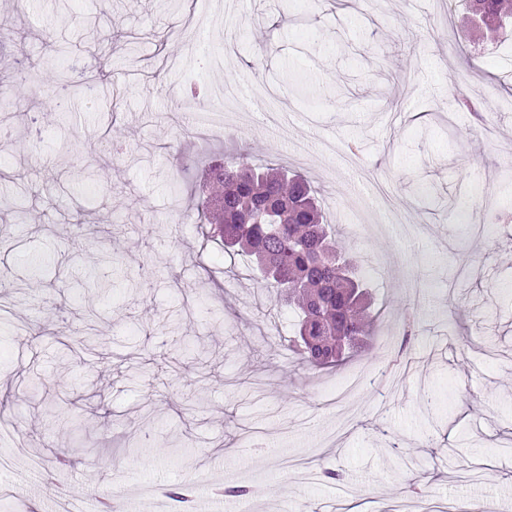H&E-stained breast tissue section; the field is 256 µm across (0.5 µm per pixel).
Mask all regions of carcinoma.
Listing matches in <instances>:
<instances>
[{"mask_svg":"<svg viewBox=\"0 0 512 512\" xmlns=\"http://www.w3.org/2000/svg\"><path fill=\"white\" fill-rule=\"evenodd\" d=\"M512 26V0H466L461 24ZM199 216L227 252L255 258L266 286L301 314L298 353L314 369L333 368L373 333L353 260L342 255L323 223L314 190L301 177L252 167L240 155L213 165L201 186ZM106 295L114 279L89 274Z\"/></svg>","mask_w":512,"mask_h":512,"instance_id":"carcinoma-1","label":"carcinoma"}]
</instances>
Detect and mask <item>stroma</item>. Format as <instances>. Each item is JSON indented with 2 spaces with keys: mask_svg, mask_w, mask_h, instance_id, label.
<instances>
[{
  "mask_svg": "<svg viewBox=\"0 0 512 512\" xmlns=\"http://www.w3.org/2000/svg\"><path fill=\"white\" fill-rule=\"evenodd\" d=\"M464 0H238L198 44L193 0H0V512H65L37 484L82 483L85 512H151L250 485L223 512H498L512 503V36L458 32ZM102 27L98 45L83 29ZM108 61L111 99L67 122L40 66ZM219 58L203 74L172 58ZM264 82L270 93L254 99ZM481 102L459 112L454 96ZM361 151L350 155L348 144ZM250 154L306 176L369 272L375 334L335 371L288 348L295 315L248 260L172 206L184 166ZM95 165L100 177L82 180ZM467 266H460L462 243ZM112 252L137 287L85 277ZM418 301L405 336L400 313ZM360 369L375 389L324 406Z\"/></svg>",
  "mask_w": 512,
  "mask_h": 512,
  "instance_id": "stroma-1",
  "label": "stroma"
}]
</instances>
